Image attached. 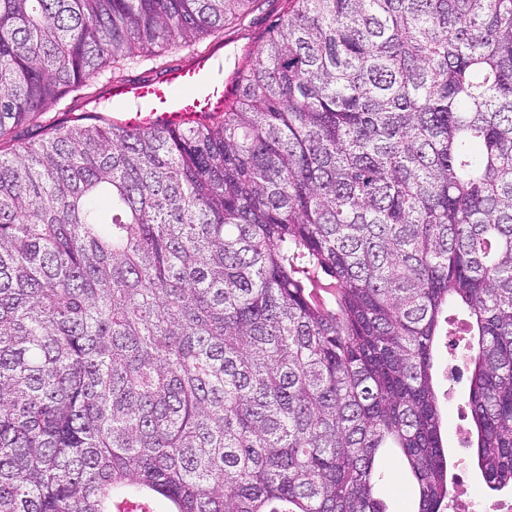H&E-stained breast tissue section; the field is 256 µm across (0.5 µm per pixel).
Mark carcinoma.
<instances>
[{"mask_svg": "<svg viewBox=\"0 0 512 512\" xmlns=\"http://www.w3.org/2000/svg\"><path fill=\"white\" fill-rule=\"evenodd\" d=\"M259 2L0 0V512H387L390 449L444 512L450 302L512 489V0H287L224 110L18 142Z\"/></svg>", "mask_w": 512, "mask_h": 512, "instance_id": "carcinoma-1", "label": "carcinoma"}]
</instances>
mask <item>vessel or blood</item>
I'll list each match as a JSON object with an SVG mask.
<instances>
[{"label": "vessel or blood", "instance_id": "1", "mask_svg": "<svg viewBox=\"0 0 512 512\" xmlns=\"http://www.w3.org/2000/svg\"><path fill=\"white\" fill-rule=\"evenodd\" d=\"M234 88L224 74V63L205 52L192 65L174 64L155 79L114 84L112 100L124 122L144 127L176 128L196 113L220 108Z\"/></svg>", "mask_w": 512, "mask_h": 512}]
</instances>
